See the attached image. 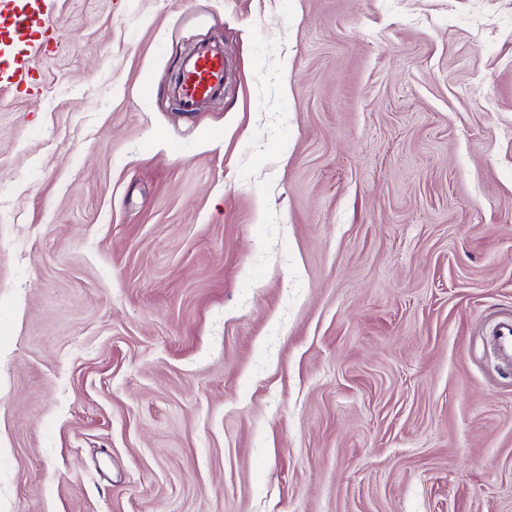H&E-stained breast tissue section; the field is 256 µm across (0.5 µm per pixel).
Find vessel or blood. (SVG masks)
<instances>
[{
	"instance_id": "vessel-or-blood-1",
	"label": "vessel or blood",
	"mask_w": 512,
	"mask_h": 512,
	"mask_svg": "<svg viewBox=\"0 0 512 512\" xmlns=\"http://www.w3.org/2000/svg\"><path fill=\"white\" fill-rule=\"evenodd\" d=\"M49 0H0V86H19L30 76L29 59L16 47L26 37L47 31ZM224 90V56L203 48L189 59L177 89L184 111L193 112ZM491 337L500 357L512 362V317L498 320Z\"/></svg>"
}]
</instances>
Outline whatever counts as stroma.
Returning <instances> with one entry per match:
<instances>
[{
	"label": "stroma",
	"mask_w": 512,
	"mask_h": 512,
	"mask_svg": "<svg viewBox=\"0 0 512 512\" xmlns=\"http://www.w3.org/2000/svg\"><path fill=\"white\" fill-rule=\"evenodd\" d=\"M48 35L0 87V512H512V0ZM177 89L184 112H195L207 100L224 90V54L201 48L182 69ZM491 337L500 357L512 362V317L498 320L491 329Z\"/></svg>",
	"instance_id": "1"
}]
</instances>
